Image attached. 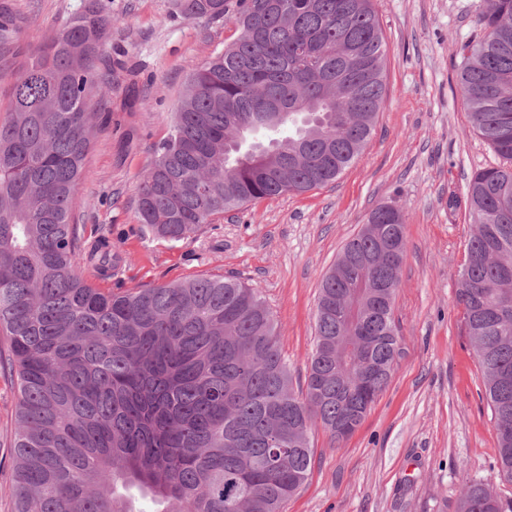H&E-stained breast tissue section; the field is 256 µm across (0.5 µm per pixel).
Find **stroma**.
Returning a JSON list of instances; mask_svg holds the SVG:
<instances>
[{
  "instance_id": "1",
  "label": "stroma",
  "mask_w": 512,
  "mask_h": 512,
  "mask_svg": "<svg viewBox=\"0 0 512 512\" xmlns=\"http://www.w3.org/2000/svg\"><path fill=\"white\" fill-rule=\"evenodd\" d=\"M30 19L28 52L56 36L83 0H8ZM112 26L93 100L101 125L73 195L82 245L106 234L119 262L97 287L115 292L194 277L233 276L258 288L277 323L294 389L305 388L322 276L377 205L400 209L406 252L394 320L401 354L355 432L334 447L310 433L311 473L284 512H455L460 470L492 483L497 436L456 300L472 233L466 186L501 160L474 129L460 90V48L488 0H373L386 42V95L373 135L336 180L250 203L168 242L136 217L137 185L171 130L189 77L237 35L233 16L175 15L172 0H99ZM17 380L0 372V512H15L11 448Z\"/></svg>"
}]
</instances>
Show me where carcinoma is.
Instances as JSON below:
<instances>
[{
  "label": "carcinoma",
  "instance_id": "carcinoma-1",
  "mask_svg": "<svg viewBox=\"0 0 512 512\" xmlns=\"http://www.w3.org/2000/svg\"><path fill=\"white\" fill-rule=\"evenodd\" d=\"M174 0L200 18L234 13L239 36L195 69L171 134L137 187L136 214L188 239L245 204L327 186L361 154L385 84L372 0ZM112 19L97 0L20 68L26 19L0 10V369L17 377L16 512H283L312 467L319 423L343 442L387 386L405 217L375 207L321 280L306 388L296 392L258 289L203 277L105 292L115 259L85 260L71 221L103 87L95 62ZM461 49L474 128L507 162L475 172L457 291L512 484V0H490ZM456 512H512L464 478Z\"/></svg>",
  "mask_w": 512,
  "mask_h": 512
}]
</instances>
